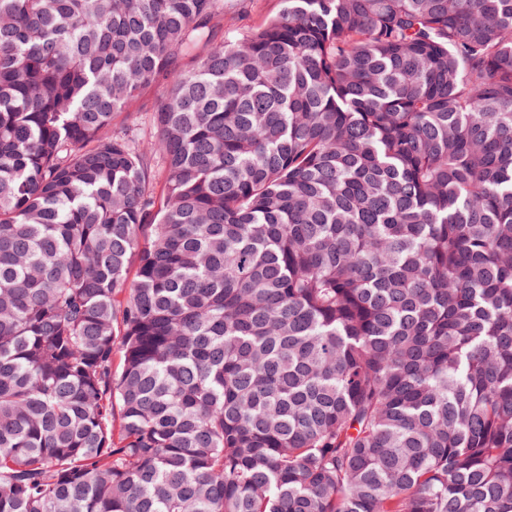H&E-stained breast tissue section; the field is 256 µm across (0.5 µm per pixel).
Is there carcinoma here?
<instances>
[{
    "mask_svg": "<svg viewBox=\"0 0 512 512\" xmlns=\"http://www.w3.org/2000/svg\"><path fill=\"white\" fill-rule=\"evenodd\" d=\"M222 14L0 0V512H512V0ZM233 8L224 9L219 19L223 36L241 35L276 16L281 9L280 0H233ZM164 92L163 85H155L142 91L126 105L125 109L117 113L113 119V126L134 125L140 142H149L154 136L153 105ZM130 117L133 120L127 121Z\"/></svg>",
    "mask_w": 512,
    "mask_h": 512,
    "instance_id": "obj_1",
    "label": "carcinoma"
}]
</instances>
